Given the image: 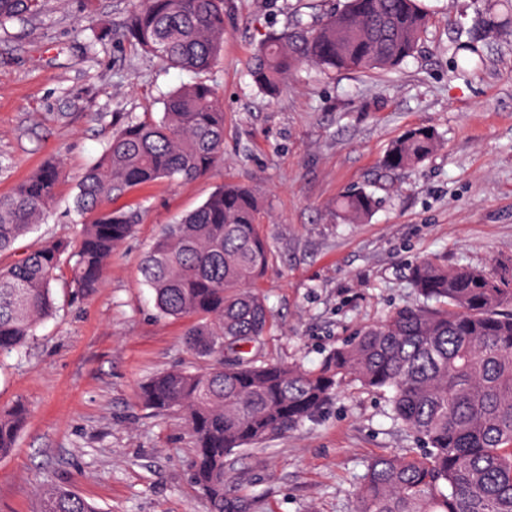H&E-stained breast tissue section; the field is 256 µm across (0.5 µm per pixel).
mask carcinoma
I'll list each match as a JSON object with an SVG mask.
<instances>
[{"instance_id":"carcinoma-1","label":"carcinoma","mask_w":512,"mask_h":512,"mask_svg":"<svg viewBox=\"0 0 512 512\" xmlns=\"http://www.w3.org/2000/svg\"><path fill=\"white\" fill-rule=\"evenodd\" d=\"M42 0H0V27L40 12ZM300 3L281 29L260 40L247 66L255 87L276 98L303 66L324 73L395 71L431 24L419 0H345L319 15ZM458 46L462 65L483 59L499 28ZM120 36L163 63L194 73L212 69L224 49V0H140ZM440 147L418 127L394 140L380 164L413 169ZM224 152V109L214 84L197 81L170 93L155 119L126 116L78 184L87 216L73 239H54L0 265V357L19 353L53 313L56 271L73 263L72 287L100 288L112 253L131 235L134 214L112 198L158 181L209 174ZM65 171L51 161L0 197V254L46 218ZM336 212L361 224L379 201L364 188L336 197ZM261 202L244 185L218 187L194 211L163 227L145 255L144 282L163 318L184 319L187 349L203 365L152 375L139 392L157 415H177L194 452L189 468L210 512H252L227 475L236 451L317 417L344 383L388 394L393 420L426 448L420 457L379 455L367 465L353 512H512V259L493 272L450 267L436 258L411 266L423 302L397 309L332 348L320 366L266 363L253 351L271 314L254 284L271 252L258 231ZM28 419L17 403L0 409V457L15 447ZM41 512H98L67 487L46 486Z\"/></svg>"}]
</instances>
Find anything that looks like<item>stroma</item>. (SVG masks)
Returning a JSON list of instances; mask_svg holds the SVG:
<instances>
[{
	"label": "stroma",
	"instance_id": "obj_1",
	"mask_svg": "<svg viewBox=\"0 0 512 512\" xmlns=\"http://www.w3.org/2000/svg\"><path fill=\"white\" fill-rule=\"evenodd\" d=\"M297 2L225 0L224 52L201 76L222 94V161L192 182L114 199L138 221L101 288L82 296L55 286L56 310L26 352L0 358V408L21 401L30 411L13 452L0 457V512H40L47 484L72 488L99 512H208L183 423L139 402L152 374L195 361L185 321L158 317L140 263L163 225L224 183L264 199L272 261L256 289L272 312L261 347L272 362L316 368L357 328L419 304L409 277L418 258L488 270L512 257V35L488 39L482 63L462 76L450 51L485 0H423L436 22L397 71L305 67L271 101L245 64ZM137 4L43 0L39 15L0 29V195L50 159L67 173L24 246L77 232V182L100 156L113 113L160 114L165 93L201 78L126 42L89 43L91 29L119 26ZM421 126L443 135L442 149L417 168L382 169L389 143ZM351 187L380 202L365 223L336 216L337 195ZM419 448L386 396L349 385L314 420L228 464L253 512H350L371 458Z\"/></svg>",
	"mask_w": 512,
	"mask_h": 512
}]
</instances>
